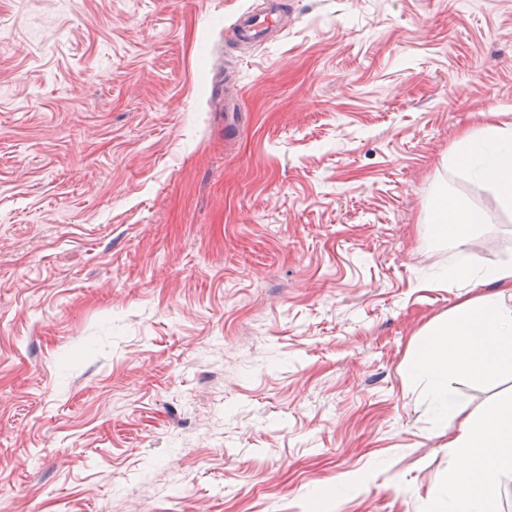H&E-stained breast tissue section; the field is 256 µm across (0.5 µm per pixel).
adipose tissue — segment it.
<instances>
[{"instance_id": "adipose-tissue-1", "label": "adipose tissue", "mask_w": 512, "mask_h": 512, "mask_svg": "<svg viewBox=\"0 0 512 512\" xmlns=\"http://www.w3.org/2000/svg\"><path fill=\"white\" fill-rule=\"evenodd\" d=\"M465 158L471 174L497 192L512 208V123H491L482 136L467 137ZM487 214L452 200H443L427 217L433 233L456 248L457 278L482 294L463 300L455 314L440 319L431 339L417 348L407 365L410 380H426L434 402L454 403L452 379L468 372L486 378L512 372V262L473 270L468 247L476 225ZM448 446L457 470L448 484L446 500L433 512H498L497 490L512 476V405L479 419L463 416Z\"/></svg>"}]
</instances>
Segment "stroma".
<instances>
[{
  "label": "stroma",
  "mask_w": 512,
  "mask_h": 512,
  "mask_svg": "<svg viewBox=\"0 0 512 512\" xmlns=\"http://www.w3.org/2000/svg\"><path fill=\"white\" fill-rule=\"evenodd\" d=\"M0 0L5 512H429L456 419L406 368L469 298L424 224L512 211V0ZM478 417L512 373H462ZM281 15L278 0H270L258 13H248L240 18L235 27L236 36L257 40L278 21ZM465 140L471 174L492 186L502 204L512 209V123H489L481 137Z\"/></svg>",
  "instance_id": "stroma-1"
}]
</instances>
